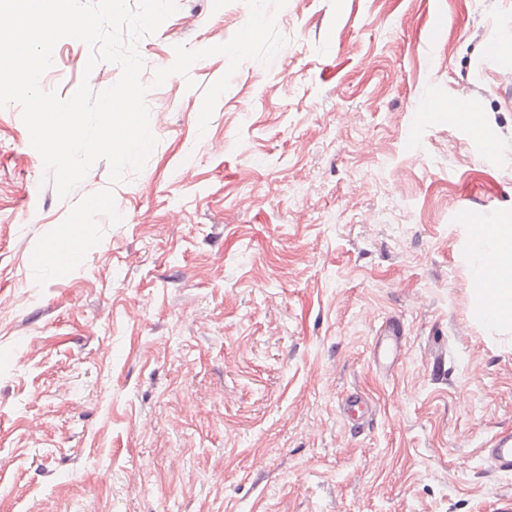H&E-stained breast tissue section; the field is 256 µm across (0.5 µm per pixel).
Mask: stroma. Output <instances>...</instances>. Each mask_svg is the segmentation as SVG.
<instances>
[{
  "instance_id": "obj_1",
  "label": "stroma",
  "mask_w": 512,
  "mask_h": 512,
  "mask_svg": "<svg viewBox=\"0 0 512 512\" xmlns=\"http://www.w3.org/2000/svg\"><path fill=\"white\" fill-rule=\"evenodd\" d=\"M176 3L139 45V174L113 186L100 161L59 200L20 106L0 109V512H501L512 475L481 448L512 431V324L484 320L455 216L512 225V82L486 50L512 0H287L286 45L242 63L203 133L226 57L155 72L249 10ZM88 56L58 42L42 89L69 97ZM109 185L120 222L37 284L39 238ZM352 391L375 411L359 432ZM448 115L452 116L458 122H462L471 126L474 131L481 137H484L488 143V148L494 147L493 135L488 132L482 124H479L476 119V112H472L470 108H462L455 102L448 101ZM403 336L404 330L399 319H388L380 326L377 332L376 349L378 359L382 360L384 365L391 366L398 360Z\"/></svg>"
}]
</instances>
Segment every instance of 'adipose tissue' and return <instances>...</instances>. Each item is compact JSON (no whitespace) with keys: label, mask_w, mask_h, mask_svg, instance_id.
<instances>
[{"label":"adipose tissue","mask_w":512,"mask_h":512,"mask_svg":"<svg viewBox=\"0 0 512 512\" xmlns=\"http://www.w3.org/2000/svg\"><path fill=\"white\" fill-rule=\"evenodd\" d=\"M480 245L492 252L495 264L489 291L504 320L512 323V225H482L476 234Z\"/></svg>","instance_id":"adipose-tissue-1"}]
</instances>
